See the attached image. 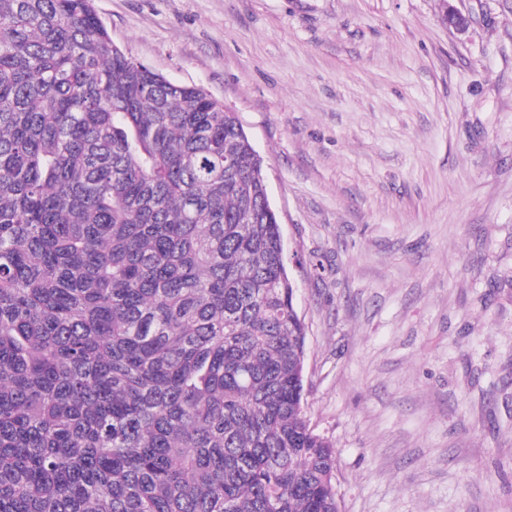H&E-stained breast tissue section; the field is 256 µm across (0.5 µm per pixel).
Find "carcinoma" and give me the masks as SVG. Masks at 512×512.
Masks as SVG:
<instances>
[{"label": "carcinoma", "mask_w": 512, "mask_h": 512, "mask_svg": "<svg viewBox=\"0 0 512 512\" xmlns=\"http://www.w3.org/2000/svg\"><path fill=\"white\" fill-rule=\"evenodd\" d=\"M265 187L94 0H0V512H340Z\"/></svg>", "instance_id": "cac0c4a2"}]
</instances>
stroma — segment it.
<instances>
[{"instance_id":"stroma-1","label":"stroma","mask_w":512,"mask_h":512,"mask_svg":"<svg viewBox=\"0 0 512 512\" xmlns=\"http://www.w3.org/2000/svg\"><path fill=\"white\" fill-rule=\"evenodd\" d=\"M95 7L264 159L341 512H512V0Z\"/></svg>"}]
</instances>
